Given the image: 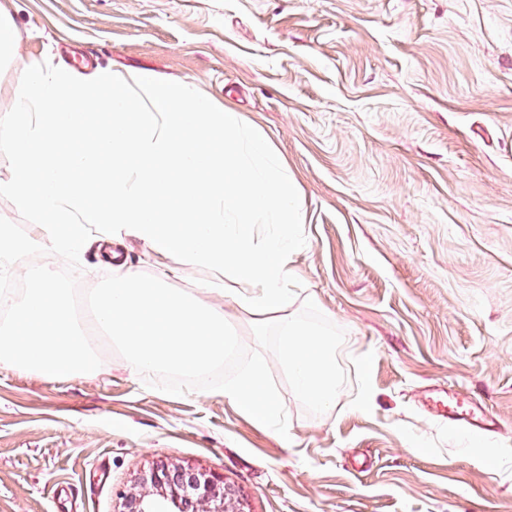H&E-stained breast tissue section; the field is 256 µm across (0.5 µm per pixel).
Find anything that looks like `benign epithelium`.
I'll return each instance as SVG.
<instances>
[{
    "label": "benign epithelium",
    "mask_w": 512,
    "mask_h": 512,
    "mask_svg": "<svg viewBox=\"0 0 512 512\" xmlns=\"http://www.w3.org/2000/svg\"><path fill=\"white\" fill-rule=\"evenodd\" d=\"M122 499L121 512H239L224 481L203 472L154 469Z\"/></svg>",
    "instance_id": "7a95c632"
}]
</instances>
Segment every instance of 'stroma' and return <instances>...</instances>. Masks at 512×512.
Returning <instances> with one entry per match:
<instances>
[{
	"label": "stroma",
	"mask_w": 512,
	"mask_h": 512,
	"mask_svg": "<svg viewBox=\"0 0 512 512\" xmlns=\"http://www.w3.org/2000/svg\"><path fill=\"white\" fill-rule=\"evenodd\" d=\"M0 16V116L39 59L153 70L270 140L300 190L296 293L344 329L347 374L313 416L268 357L284 438L221 392L148 387L114 351L75 379L0 367V512H118L161 464L222 476L241 512H512V0H0ZM120 251L179 290L212 278Z\"/></svg>",
	"instance_id": "stroma-1"
}]
</instances>
